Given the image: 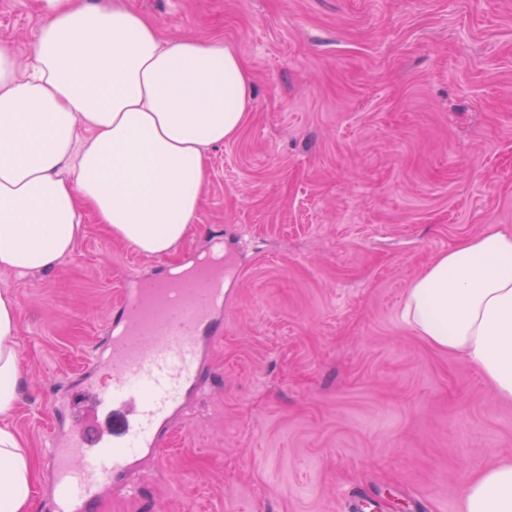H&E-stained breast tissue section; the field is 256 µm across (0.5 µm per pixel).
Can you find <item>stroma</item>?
<instances>
[{
	"label": "stroma",
	"instance_id": "1",
	"mask_svg": "<svg viewBox=\"0 0 512 512\" xmlns=\"http://www.w3.org/2000/svg\"><path fill=\"white\" fill-rule=\"evenodd\" d=\"M162 38L221 40L250 73L239 135L207 153L198 218L167 257L93 214L72 256L24 280L23 385L10 422L47 512L62 387L96 374L135 274L224 243V331L153 465L95 512H461L512 458V402L401 320L431 261L512 231V0H129ZM39 0H0V50L26 64Z\"/></svg>",
	"mask_w": 512,
	"mask_h": 512
}]
</instances>
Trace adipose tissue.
I'll use <instances>...</instances> for the list:
<instances>
[{"label": "adipose tissue", "mask_w": 512, "mask_h": 512, "mask_svg": "<svg viewBox=\"0 0 512 512\" xmlns=\"http://www.w3.org/2000/svg\"><path fill=\"white\" fill-rule=\"evenodd\" d=\"M253 90L236 48L162 39L135 8L40 0L25 73L0 52V273L55 269L92 210L115 238L166 257L195 224L206 152L232 140ZM402 322L512 400V232L439 255L407 288ZM17 302L0 290V512H30L34 467L10 423L21 363ZM462 512H512V461L466 484Z\"/></svg>", "instance_id": "1"}]
</instances>
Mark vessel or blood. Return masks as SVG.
Listing matches in <instances>:
<instances>
[{"label":"vessel or blood","mask_w":512,"mask_h":512,"mask_svg":"<svg viewBox=\"0 0 512 512\" xmlns=\"http://www.w3.org/2000/svg\"><path fill=\"white\" fill-rule=\"evenodd\" d=\"M223 308L219 271L179 284L142 278L123 290L122 319L108 324L109 346L101 355L112 385L83 393L102 414L98 433L91 439L70 427L51 457L54 512H87L140 455L159 454L171 414L199 376L202 337L217 331Z\"/></svg>","instance_id":"b4317fda"}]
</instances>
